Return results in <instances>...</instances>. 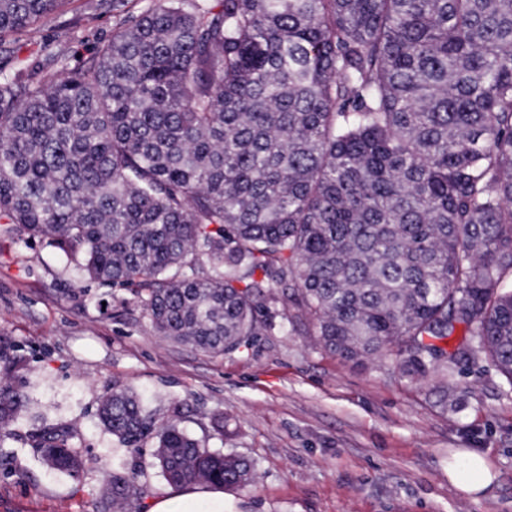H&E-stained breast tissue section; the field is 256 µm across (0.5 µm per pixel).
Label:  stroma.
I'll use <instances>...</instances> for the list:
<instances>
[{
  "label": "stroma",
  "instance_id": "1",
  "mask_svg": "<svg viewBox=\"0 0 512 512\" xmlns=\"http://www.w3.org/2000/svg\"><path fill=\"white\" fill-rule=\"evenodd\" d=\"M115 25L101 0H70L34 34L0 41V68L33 63L51 77L58 59L88 62ZM278 308L274 330L211 354L158 336L128 289L82 279L48 240L0 231V351L26 360L10 379L26 405L0 439V512H97L101 473L119 465L142 467L132 512H149L169 484L149 455L155 435L136 453L99 425L115 386L137 393L156 424L255 462V481L225 492L226 512H512V386L481 352L416 384L392 359L357 366L324 351L307 317L284 299ZM219 415L232 437L215 434ZM59 421L95 465L83 480L51 471L30 445ZM463 448L493 470L477 499L448 480Z\"/></svg>",
  "mask_w": 512,
  "mask_h": 512
}]
</instances>
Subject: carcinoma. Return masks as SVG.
<instances>
[{
    "label": "carcinoma",
    "mask_w": 512,
    "mask_h": 512,
    "mask_svg": "<svg viewBox=\"0 0 512 512\" xmlns=\"http://www.w3.org/2000/svg\"><path fill=\"white\" fill-rule=\"evenodd\" d=\"M68 0H0V38ZM105 0L84 66L0 70V224L129 287L166 338L229 353L276 327L280 288L321 348L390 356L412 382L458 328L512 386V0ZM25 395L0 385V435ZM99 424L156 432L175 487L249 485L255 464L155 428L114 387ZM76 431L33 434L52 470ZM139 475L107 474L100 512Z\"/></svg>",
    "instance_id": "1"
}]
</instances>
